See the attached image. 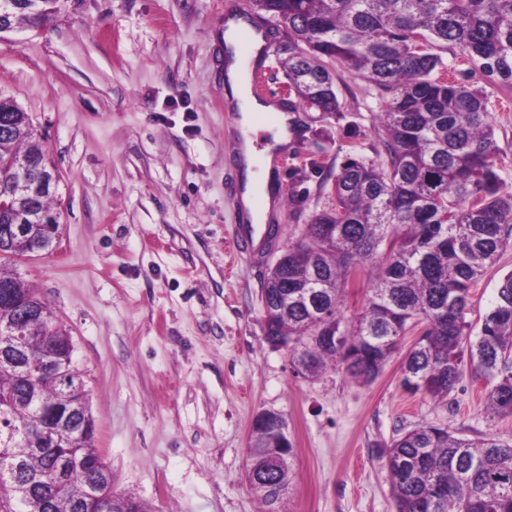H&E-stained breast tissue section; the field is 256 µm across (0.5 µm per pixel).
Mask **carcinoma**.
<instances>
[{"label": "carcinoma", "mask_w": 512, "mask_h": 512, "mask_svg": "<svg viewBox=\"0 0 512 512\" xmlns=\"http://www.w3.org/2000/svg\"><path fill=\"white\" fill-rule=\"evenodd\" d=\"M288 36V92L319 112L339 111L336 61L389 95L379 122L387 159L377 165L349 157L336 171L330 203L314 214L299 241L282 248L285 266L273 268L260 292L270 334L288 337L297 371L316 377L334 362L355 380L375 381L399 350L407 331L416 339L404 353L401 383L441 402L465 369L485 383L486 410L512 416V273L503 277L481 317L477 334L467 320L473 286L512 239V194L501 193L490 98L451 79L437 50L452 45L500 90H512V0H251ZM55 12L41 4L33 16L21 9L13 24L40 23ZM0 96V159L47 154L29 117ZM14 207L0 206V272L21 295L47 304L11 269L34 244L5 243ZM375 267L367 301L349 323L341 294L366 264ZM32 351L61 353L65 331L54 321L31 325ZM66 402L89 410L78 367L39 389L15 373L0 380V419L11 430L7 453L21 465L13 481L0 478V512H29L15 484L60 466L74 449L93 456L94 431L62 435L56 448L26 443L28 420ZM287 422L258 416L248 446L247 479L263 512H279L296 448L285 439ZM395 512H512V441L478 439L423 425L397 434L384 450ZM88 478L61 470L57 484L35 485L34 495L55 500L54 512H78ZM101 495L94 512H118L134 500L112 490L108 468L95 478Z\"/></svg>", "instance_id": "cac0c4a2"}]
</instances>
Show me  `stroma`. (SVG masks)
<instances>
[{"label": "stroma", "instance_id": "35a3bbf8", "mask_svg": "<svg viewBox=\"0 0 512 512\" xmlns=\"http://www.w3.org/2000/svg\"><path fill=\"white\" fill-rule=\"evenodd\" d=\"M250 0H59L39 28L0 34V95L27 112L60 182L55 251L17 267L72 337L112 487L149 512H260L245 478L255 415L280 413L296 444L283 512H394L379 457L424 423L512 440L464 374L447 402L401 385L400 357L373 383L329 366L297 375L263 336L273 246L235 254L239 114L225 105L228 10ZM446 63L493 102L503 193L512 192V96L459 48ZM335 76L339 112L295 113L301 132L274 168L279 243L328 203L348 158L384 162L385 105L368 81ZM512 271V244L473 288L478 322Z\"/></svg>", "mask_w": 512, "mask_h": 512}]
</instances>
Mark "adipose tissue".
Listing matches in <instances>:
<instances>
[{"instance_id": "1", "label": "adipose tissue", "mask_w": 512, "mask_h": 512, "mask_svg": "<svg viewBox=\"0 0 512 512\" xmlns=\"http://www.w3.org/2000/svg\"><path fill=\"white\" fill-rule=\"evenodd\" d=\"M240 17H229L224 39V83L230 99L239 112V124L243 133V145L239 157L244 172L238 198L240 209L247 222L265 223L268 208L276 204V184L270 160L273 154L285 151L294 132L287 124H280L272 143L264 150H257L255 143L260 132L254 120L255 113L266 111V104L258 102L248 87L249 73L241 64L235 50V31L241 27Z\"/></svg>"}]
</instances>
